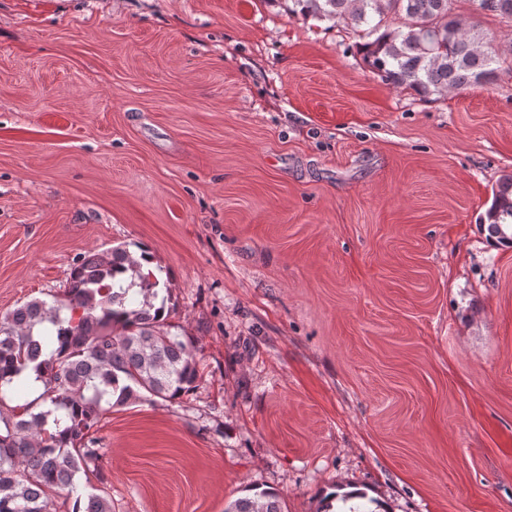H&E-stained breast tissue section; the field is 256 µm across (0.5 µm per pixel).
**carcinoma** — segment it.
<instances>
[{"label":"carcinoma","mask_w":512,"mask_h":512,"mask_svg":"<svg viewBox=\"0 0 512 512\" xmlns=\"http://www.w3.org/2000/svg\"><path fill=\"white\" fill-rule=\"evenodd\" d=\"M454 0H291L288 13L343 22L360 33L359 52L387 85L428 98L481 86L512 62L462 23ZM480 14L512 22V0H472ZM489 237L512 245V175L492 189L480 216ZM169 288L123 245L73 263L63 293L32 298L0 316V512H52L57 491L69 512H112L98 431L106 408L174 400L202 378L193 342L167 322ZM32 371L33 400L20 396ZM224 512H284L279 493L239 497Z\"/></svg>","instance_id":"carcinoma-1"}]
</instances>
